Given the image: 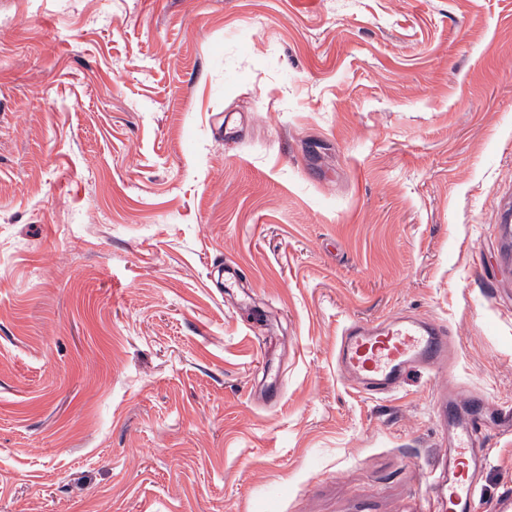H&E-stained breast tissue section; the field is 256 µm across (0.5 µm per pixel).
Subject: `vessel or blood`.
Returning a JSON list of instances; mask_svg holds the SVG:
<instances>
[{"instance_id":"b4317fda","label":"vessel or blood","mask_w":512,"mask_h":512,"mask_svg":"<svg viewBox=\"0 0 512 512\" xmlns=\"http://www.w3.org/2000/svg\"><path fill=\"white\" fill-rule=\"evenodd\" d=\"M448 358V330L437 321L402 319L387 324L348 326L336 346L341 374L359 382L366 395L392 393L410 370H436ZM482 413L469 409L455 422L454 448L435 480L425 512H469L473 481L484 457L473 445Z\"/></svg>"}]
</instances>
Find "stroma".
I'll return each instance as SVG.
<instances>
[{
  "label": "stroma",
  "instance_id": "1",
  "mask_svg": "<svg viewBox=\"0 0 512 512\" xmlns=\"http://www.w3.org/2000/svg\"><path fill=\"white\" fill-rule=\"evenodd\" d=\"M509 401L512 0H0V512H423L458 403L493 512ZM447 335V328L437 321L351 324L337 343L336 364L341 374L361 384L366 395L389 394L410 370H437L445 364Z\"/></svg>",
  "mask_w": 512,
  "mask_h": 512
}]
</instances>
